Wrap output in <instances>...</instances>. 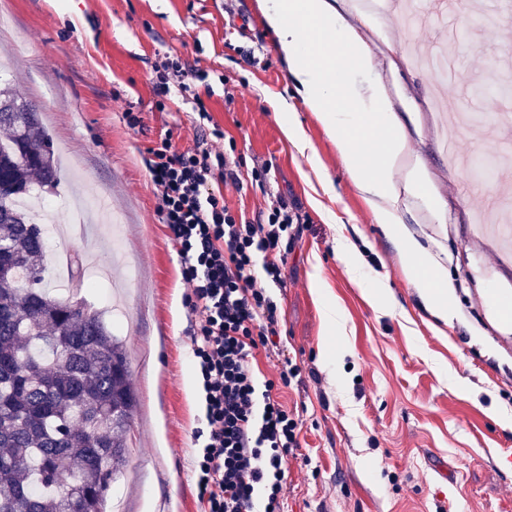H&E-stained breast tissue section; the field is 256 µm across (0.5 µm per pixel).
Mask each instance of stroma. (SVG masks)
Segmentation results:
<instances>
[{"label": "stroma", "instance_id": "35a3bbf8", "mask_svg": "<svg viewBox=\"0 0 512 512\" xmlns=\"http://www.w3.org/2000/svg\"><path fill=\"white\" fill-rule=\"evenodd\" d=\"M331 2L372 56L371 68L346 74L348 85H382L401 122L408 150L396 179L412 166L426 173L423 193L404 200L399 218L444 271L454 296L448 318L427 309L407 258L303 104L263 0H8L0 51L12 49V65L0 84L40 108L64 154L56 187L42 193L47 224H67L77 193L109 207L108 223L87 225L84 239L58 234L47 247L80 254L91 240L104 266H123L121 284L108 279L81 296L107 316L115 293L124 296L121 338L137 406L114 492L127 512H204L192 468V434L203 424L193 317L147 165L165 132L182 151L203 135L181 99L154 107L153 67L168 55L206 74L193 90L238 165V184L217 175L214 190L250 221L281 197L299 208L277 295L283 345L299 368L277 390L300 428L284 512H512V427L499 420L512 416V243L476 221L505 186L471 178L465 166L498 152L507 133L461 123L449 160L444 117L433 107L440 96L472 114L512 113V96L489 89L486 74L497 61L512 72V27L479 28L471 0L458 6L471 36L457 48L455 78L439 88L405 51L411 42L444 46L447 28L434 15L448 0H414L429 17L417 29L380 8L360 14L351 0ZM278 98L291 105L306 149L284 134L270 106ZM129 108L142 127L125 123ZM344 241L363 277L338 255ZM331 305L340 314L334 329Z\"/></svg>", "mask_w": 512, "mask_h": 512}]
</instances>
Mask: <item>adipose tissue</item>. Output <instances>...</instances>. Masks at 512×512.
Masks as SVG:
<instances>
[{"mask_svg":"<svg viewBox=\"0 0 512 512\" xmlns=\"http://www.w3.org/2000/svg\"><path fill=\"white\" fill-rule=\"evenodd\" d=\"M269 26L288 58V69L299 85L304 105L335 135L352 182L364 194L387 237L402 241L407 231L398 212L402 195L422 191L425 178L411 168L403 182L394 171L406 154L401 124L378 86L350 89L341 79L348 67L371 65L369 50L356 29L336 15L329 0H274L266 13ZM325 47L322 60L309 50L308 33ZM417 288L426 306L447 316L453 295L440 266L425 252L412 251Z\"/></svg>","mask_w":512,"mask_h":512,"instance_id":"ef3b65f1","label":"adipose tissue"}]
</instances>
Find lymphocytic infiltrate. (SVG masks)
I'll list each match as a JSON object with an SVG mask.
<instances>
[{
    "label": "lymphocytic infiltrate",
    "instance_id": "obj_1",
    "mask_svg": "<svg viewBox=\"0 0 512 512\" xmlns=\"http://www.w3.org/2000/svg\"><path fill=\"white\" fill-rule=\"evenodd\" d=\"M202 72L167 57L154 84L157 111L172 93L209 114L192 95ZM148 170L188 287L185 304L198 318L192 362L200 386L204 425L193 433V474L204 512H281L284 467L299 448L298 422L273 395V382L257 384V351L283 360L280 379L290 384L299 369L285 359L280 308L288 243L300 217L278 200L257 221L233 212L211 187L213 170L235 180L229 159L208 148L177 150L171 135L153 147Z\"/></svg>",
    "mask_w": 512,
    "mask_h": 512
}]
</instances>
